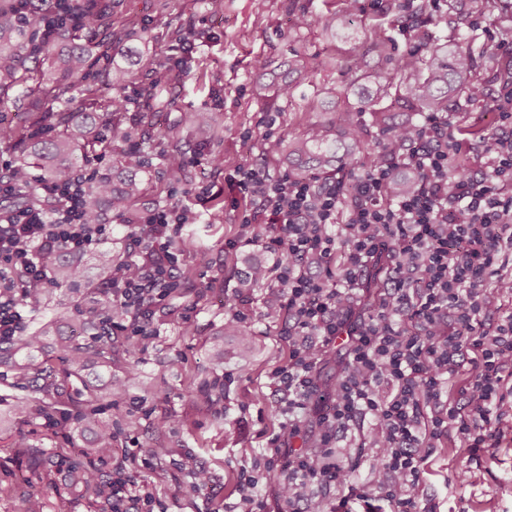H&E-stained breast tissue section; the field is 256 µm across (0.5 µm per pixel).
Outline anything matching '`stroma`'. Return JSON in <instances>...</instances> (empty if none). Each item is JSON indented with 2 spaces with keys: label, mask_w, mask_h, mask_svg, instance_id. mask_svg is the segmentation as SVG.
Listing matches in <instances>:
<instances>
[{
  "label": "stroma",
  "mask_w": 512,
  "mask_h": 512,
  "mask_svg": "<svg viewBox=\"0 0 512 512\" xmlns=\"http://www.w3.org/2000/svg\"><path fill=\"white\" fill-rule=\"evenodd\" d=\"M321 0H223L219 12H211L204 0H112V18H134L152 38L153 64L134 72L133 88L151 85L156 63H174L170 33L190 26L198 34L187 65V75L176 109L158 113L162 127H176L182 112L218 111L223 139L210 145L204 136L180 130L159 140L157 150L183 151L186 177L171 176L162 165L152 168V184L170 204L191 209L195 223L180 232V269L188 273L163 313L157 314L153 335L144 337L134 356L138 385L125 396L101 403V419L112 425L118 449L130 453L156 435V417L168 416L162 437L170 453L162 462L145 466L134 463L129 473L147 484L154 499L152 512H222L240 501L245 477L255 476L267 502V512H280L272 493L275 473L268 469L271 451L267 437L278 431L282 417L276 407L271 372L288 357V340L282 334L284 320L264 313L263 291L244 288L248 267L267 261L266 253L244 243L240 223L245 201L233 176L244 165L267 167L277 174L278 164L263 154L262 136L272 132L282 138L299 133L310 120L301 106L314 89L305 84L295 89L280 109L269 108L260 87L272 86L271 72L287 63L289 36H297L310 63L325 56L344 54L348 45L332 41L316 16ZM435 31L453 35L454 23L477 27L481 35L497 34L512 27V10H494L478 20L462 11H449L446 0L431 10ZM269 63L256 71L254 62ZM207 74L198 84V70ZM477 70L487 85L488 99L473 106L460 102L457 120L493 123V96L498 93L497 69L478 62ZM224 159L222 167L210 162L213 153ZM224 205V221L209 224L207 209L213 199ZM244 292L248 301L246 336L224 333L226 296ZM229 375L224 385V419L215 421L209 397L200 388L212 374ZM209 471L206 491L192 486L191 469ZM424 491L438 498L442 512H512V447L497 452L486 468L467 471L462 449L440 448L427 466ZM42 498L46 512H90L87 501L69 486L67 472L41 478L19 448L0 441V512H26L29 496Z\"/></svg>",
  "instance_id": "1"
}]
</instances>
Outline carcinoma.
<instances>
[{
    "mask_svg": "<svg viewBox=\"0 0 512 512\" xmlns=\"http://www.w3.org/2000/svg\"><path fill=\"white\" fill-rule=\"evenodd\" d=\"M327 14L321 19L332 39L347 41L354 22L350 0H322ZM401 5L389 7L395 12L391 20H380L364 27L368 47L354 49L320 65L340 67L355 74L361 86L357 102L336 106L334 92L317 89L305 104V111L315 120L288 139L267 146L266 152L288 172L301 177L311 171L323 180H333L350 171L362 169L365 162L377 157H396L399 144L390 138L413 126L412 114L448 113L454 98L464 89H472L475 57L485 58L504 67L503 77L512 78V57L506 60L491 52L488 41L471 30L466 36L468 49L445 40L425 28L426 0L413 5L412 27L420 51L416 54L395 53L392 31L401 19ZM21 0H0V99L12 96L22 105L23 120L0 132V141L16 151L13 164L0 170V180L23 185V200L29 206L41 203L35 192L40 180H53L68 175L77 162L89 164L112 153V170L95 171L84 182V201L91 221L98 223L113 216L127 224L134 223L136 205L148 191L155 140L170 135L156 127L154 100L156 88L183 81L182 70L166 67L158 72L154 84L138 89L135 97L126 95L132 84V72L119 63L106 64L103 56L92 53L86 35L98 38L104 45L111 40L147 41L135 22L126 21L119 30L112 25V10L101 0H80L66 6L67 19L56 28L55 41L46 39L43 28L25 22L19 16ZM386 57L391 68L370 70L364 65L367 52ZM312 73L307 60L295 53L288 59L286 76L292 80L278 90L286 100L293 87ZM80 95H74V91ZM137 110L129 113V105ZM370 115V121L363 119ZM181 125L195 129H215L214 112H186ZM459 144L485 137L479 124L458 129ZM52 275L49 288H21L22 297L30 298L38 309L53 307L50 319L16 336L0 340V381L13 388H24L27 394L13 404L15 414L31 423L58 426L64 422L69 407L76 408L85 424L96 431L95 448L102 460L112 459L116 436L112 427L98 420L97 403L103 400L98 386L83 379V367L93 362L112 370V359L123 353L134 355L139 343L132 337L112 335V309L107 275L126 265L127 257L99 251L97 268L105 278L91 280L88 267L77 259L61 254L44 255ZM85 287L90 306L86 316L74 323L68 308L54 303L60 289L72 293ZM48 336L59 338L55 363L34 362L32 353L41 350ZM74 379L81 380L88 398L70 403L65 387ZM10 447L30 449L33 468L51 475L62 468L59 456L46 455L22 436L11 439ZM74 484L82 488L88 503L94 505L107 497L112 477L101 471L90 473L84 468L71 470Z\"/></svg>",
    "mask_w": 512,
    "mask_h": 512,
    "instance_id": "cac0c4a2",
    "label": "carcinoma"
}]
</instances>
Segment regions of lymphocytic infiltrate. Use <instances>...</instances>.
<instances>
[{
  "mask_svg": "<svg viewBox=\"0 0 512 512\" xmlns=\"http://www.w3.org/2000/svg\"><path fill=\"white\" fill-rule=\"evenodd\" d=\"M493 109L492 134L472 143L482 172L450 175L457 152L450 116L426 114L399 156L374 161L349 179L348 191L314 177L239 167L235 182L250 203L244 227L267 225L252 245L273 257L253 267L276 282L267 313L285 314L287 360L272 373L282 421L267 441L284 512H441L424 495L428 460L439 442L464 449L483 466L512 446V311L489 317L494 296H512V82ZM407 193L391 197L404 173ZM84 175L39 184L51 212L0 209V336L26 325L30 306L19 283H47V252L83 255L103 243L110 225L88 219ZM345 222H338V215ZM188 222L176 206L140 212L129 232L132 262L113 273L112 300L124 310L116 336L150 334L179 281L171 240ZM391 257L384 296L366 300L367 272ZM341 359L344 373L330 397L320 368ZM366 427L371 485L354 477L355 459L336 449L340 436ZM313 448L299 447L301 437ZM337 489V503L323 493Z\"/></svg>",
  "mask_w": 512,
  "mask_h": 512,
  "instance_id": "obj_1",
  "label": "lymphocytic infiltrate"
}]
</instances>
